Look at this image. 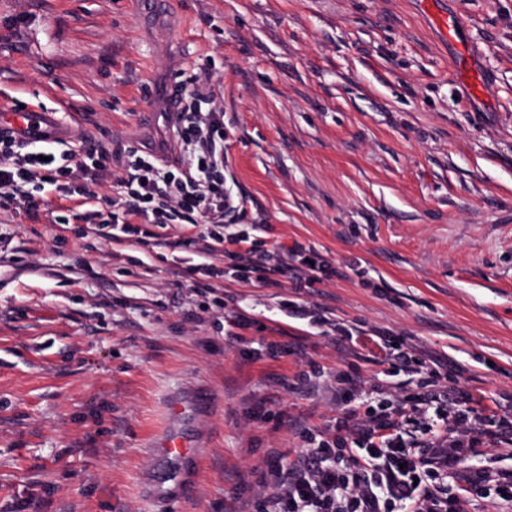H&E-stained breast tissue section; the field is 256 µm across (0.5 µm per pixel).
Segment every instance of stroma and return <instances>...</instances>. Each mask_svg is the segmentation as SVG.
<instances>
[{
  "instance_id": "35a3bbf8",
  "label": "stroma",
  "mask_w": 512,
  "mask_h": 512,
  "mask_svg": "<svg viewBox=\"0 0 512 512\" xmlns=\"http://www.w3.org/2000/svg\"><path fill=\"white\" fill-rule=\"evenodd\" d=\"M195 75L224 111L238 230L326 271L263 285L226 258L211 280L191 225L124 248L76 195L0 209V512H243L274 492L270 450L296 457L339 415L337 377L422 391L429 370L389 369L399 339L512 406V0H0L5 110L56 105L105 147L170 158L148 109ZM168 430L202 454L149 450Z\"/></svg>"
}]
</instances>
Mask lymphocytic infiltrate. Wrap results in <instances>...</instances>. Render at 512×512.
<instances>
[{"mask_svg":"<svg viewBox=\"0 0 512 512\" xmlns=\"http://www.w3.org/2000/svg\"><path fill=\"white\" fill-rule=\"evenodd\" d=\"M208 81L193 79L178 98L172 127L179 155L169 162L154 151L128 150L118 200L108 213L89 211L88 222L111 228L112 242L142 244L140 224H189L202 259L200 271L221 276L216 257L232 255L243 272L268 282L270 274L290 275L294 287H310L321 261L306 262L302 245L274 244V266L256 259L249 235L234 231L239 211L224 189V112L213 105ZM78 149L52 154L55 136L30 142L0 136V209L37 212L46 186L76 187L96 201L98 179L112 166V150L79 134ZM468 391L432 385L399 400L376 390L368 405H351L323 430H305L309 446L295 461L272 452L265 478L275 488L262 512H461L458 496L446 490L458 476L466 492L512 500V472L473 468L463 448L512 445V410L473 416Z\"/></svg>","mask_w":512,"mask_h":512,"instance_id":"obj_1","label":"lymphocytic infiltrate"}]
</instances>
